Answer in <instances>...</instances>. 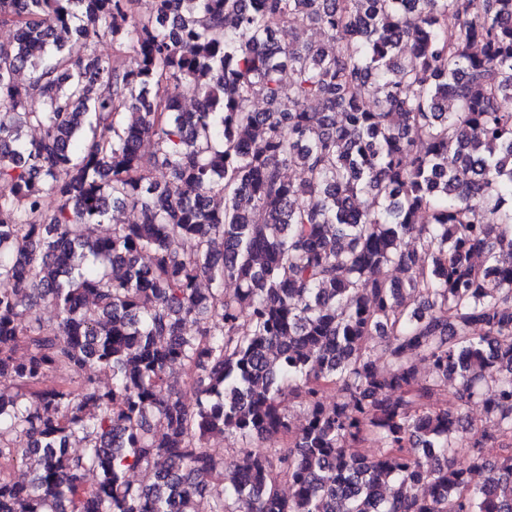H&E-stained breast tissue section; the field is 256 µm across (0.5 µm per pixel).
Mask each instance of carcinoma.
I'll return each mask as SVG.
<instances>
[{"label":"carcinoma","mask_w":512,"mask_h":512,"mask_svg":"<svg viewBox=\"0 0 512 512\" xmlns=\"http://www.w3.org/2000/svg\"><path fill=\"white\" fill-rule=\"evenodd\" d=\"M141 2L0 0V512H512V0Z\"/></svg>","instance_id":"1"}]
</instances>
